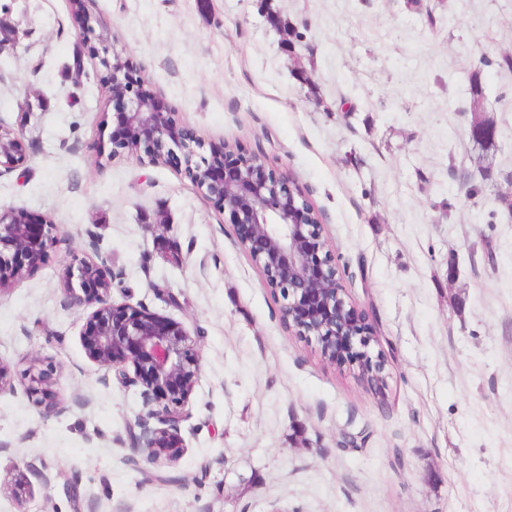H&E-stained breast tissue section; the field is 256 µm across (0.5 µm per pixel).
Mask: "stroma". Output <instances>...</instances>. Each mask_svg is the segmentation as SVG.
<instances>
[{
  "label": "stroma",
  "instance_id": "obj_1",
  "mask_svg": "<svg viewBox=\"0 0 512 512\" xmlns=\"http://www.w3.org/2000/svg\"><path fill=\"white\" fill-rule=\"evenodd\" d=\"M1 7L20 43L0 123L30 148L0 207L50 214L61 240L0 295V362L37 361L68 409L0 394V512H512V0H90L161 105L295 176L388 360L380 395L288 329L180 164L113 152L70 0ZM476 112L504 137L472 140ZM93 243L115 301L201 335L171 483L132 462L140 390L88 358L65 299Z\"/></svg>",
  "mask_w": 512,
  "mask_h": 512
}]
</instances>
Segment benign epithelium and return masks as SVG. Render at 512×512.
<instances>
[{
    "instance_id": "1",
    "label": "benign epithelium",
    "mask_w": 512,
    "mask_h": 512,
    "mask_svg": "<svg viewBox=\"0 0 512 512\" xmlns=\"http://www.w3.org/2000/svg\"><path fill=\"white\" fill-rule=\"evenodd\" d=\"M100 63L115 103L112 147L160 164L176 161L202 197L227 211L237 228L239 246L262 274L264 287L280 299L281 318L298 336L314 338L325 360L338 362L337 343L358 341L359 355L349 365L366 371L364 379L381 383L387 360L372 355V330L364 312L345 303L336 267L323 237L321 213L288 171L266 168L241 144H208L159 107L156 93L137 75L133 60L102 48ZM470 136L490 140L493 125L472 118ZM22 133L0 125V174L25 162ZM58 225L43 213L0 208V293L24 279L44 260ZM92 253L64 269L66 301L90 309L82 344L88 357L112 369L116 381L140 388L145 412L128 425L130 448L146 463L178 461L184 451L181 424L201 372L199 337L183 323L142 305L112 297L116 275L95 243ZM29 392L39 397L43 414H61L66 406L58 381L31 363L24 372ZM155 421L152 426L149 421Z\"/></svg>"
}]
</instances>
